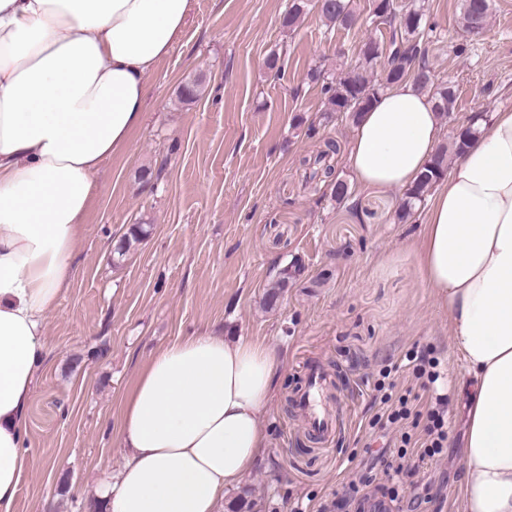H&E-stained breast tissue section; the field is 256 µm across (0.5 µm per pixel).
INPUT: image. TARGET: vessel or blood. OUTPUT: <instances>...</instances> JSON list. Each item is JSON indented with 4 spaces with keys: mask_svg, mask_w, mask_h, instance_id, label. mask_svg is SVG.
I'll return each mask as SVG.
<instances>
[{
    "mask_svg": "<svg viewBox=\"0 0 512 512\" xmlns=\"http://www.w3.org/2000/svg\"><path fill=\"white\" fill-rule=\"evenodd\" d=\"M334 384L335 379L330 372L311 364L293 395L294 405L309 432L323 441L334 438L344 425L343 417L329 398Z\"/></svg>",
    "mask_w": 512,
    "mask_h": 512,
    "instance_id": "1",
    "label": "vessel or blood"
}]
</instances>
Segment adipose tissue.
Returning a JSON list of instances; mask_svg holds the SVG:
<instances>
[{
	"mask_svg": "<svg viewBox=\"0 0 512 512\" xmlns=\"http://www.w3.org/2000/svg\"><path fill=\"white\" fill-rule=\"evenodd\" d=\"M191 0H0V512L27 472L26 412L46 316L72 276L102 163L143 121L148 78L183 31ZM441 118L413 82L363 112L348 161L360 189L411 188L437 151ZM415 268L448 311L472 380L466 512H512V109L477 122L437 181ZM281 366L249 339L208 333L157 350L122 412L108 512H224L261 458V416Z\"/></svg>",
	"mask_w": 512,
	"mask_h": 512,
	"instance_id": "1",
	"label": "adipose tissue"
}]
</instances>
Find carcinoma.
<instances>
[{"label": "carcinoma", "mask_w": 512, "mask_h": 512, "mask_svg": "<svg viewBox=\"0 0 512 512\" xmlns=\"http://www.w3.org/2000/svg\"><path fill=\"white\" fill-rule=\"evenodd\" d=\"M376 2L377 0H372L371 3L372 23L388 26V44L385 45L375 38L368 39L361 46L358 63L342 72L336 81L323 85L328 111L342 112L355 122L381 91L408 79L431 98L441 117H449L455 108L456 89L446 83L437 82L435 72L426 59L425 44L433 28L426 27L423 5L414 2L404 10L395 0H384L379 6ZM315 7L328 25L348 27L356 18L351 0H330L329 6L321 8L317 7L314 0H292L284 23L289 27L294 26ZM490 16V0H462L460 19L464 31H473L478 23L488 26ZM383 57L386 58L384 71L388 75L377 79L374 72ZM204 92L205 83L198 77L181 88L180 96L183 101L192 103L201 98ZM470 135L471 130L467 129L455 136L451 145L438 147L426 171L406 191L399 211L400 219L407 218L412 208L425 200L433 184L446 175L448 153L451 152L457 157L463 156ZM337 151L335 142H326L325 148L313 160L314 169L309 174V179L333 183L335 167L332 158Z\"/></svg>", "instance_id": "1"}]
</instances>
